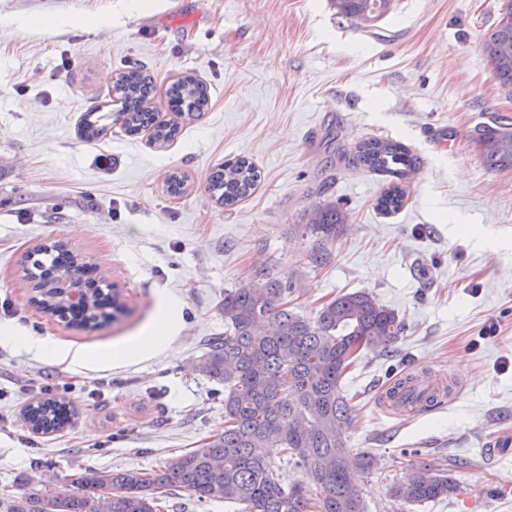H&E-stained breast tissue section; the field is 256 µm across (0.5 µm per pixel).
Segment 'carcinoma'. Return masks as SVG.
Wrapping results in <instances>:
<instances>
[{
  "mask_svg": "<svg viewBox=\"0 0 512 512\" xmlns=\"http://www.w3.org/2000/svg\"><path fill=\"white\" fill-rule=\"evenodd\" d=\"M334 5L337 15L354 22L366 13L380 22L391 12V0H334ZM506 45L512 46V0H505L497 24L482 44L497 84L511 96L512 63H499ZM153 90V79L142 67L120 72L111 94L121 109L85 113L83 138L97 139L117 124L127 136L149 132L160 147L173 142L180 126L157 121L146 107ZM168 99L172 111L188 120L199 117L209 104L207 86L193 76L174 82ZM476 143L488 169H512L511 125L478 134ZM349 160L393 176L394 182L379 198L380 211L389 214L403 208L408 194L402 181L420 164L406 145L371 138L359 143ZM259 180L256 165L240 157L212 169L208 190L217 202L231 207L250 196ZM346 223L343 211L325 203L295 225L293 236L314 239L307 254L312 267L330 260V246ZM40 254L42 258L24 265L23 272L35 281L41 309L66 316L77 328L110 323L124 314L119 295L99 291L91 268L77 263L65 244H46ZM61 266L74 268L77 283L83 285L77 308L48 278L49 271ZM276 268L275 263L258 268L245 286L224 292V335L212 338L198 360V371L224 386L223 433L157 470H90L76 480L51 481L41 490L5 495L0 497V512H43L44 500L51 502L50 512H101L106 489L108 512H157L159 498L177 489L201 503L241 504L243 512H365L353 473L374 469L375 461L347 447L351 419L340 382L360 349L389 350L405 324L395 310L365 290L341 294L323 303L313 316L299 313L288 307L292 280ZM76 415L74 401L57 395L44 396L24 410L26 424L35 434L59 431ZM273 448L283 449L285 462L302 473V479L288 488L281 485L279 465L268 454ZM456 491L451 478L428 464L412 466L406 481L389 488L391 497L409 505Z\"/></svg>",
  "mask_w": 512,
  "mask_h": 512,
  "instance_id": "obj_1",
  "label": "carcinoma"
}]
</instances>
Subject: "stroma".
<instances>
[{"label": "stroma", "instance_id": "stroma-1", "mask_svg": "<svg viewBox=\"0 0 512 512\" xmlns=\"http://www.w3.org/2000/svg\"><path fill=\"white\" fill-rule=\"evenodd\" d=\"M0 0V324L96 354L120 347L180 300L171 350L112 366H76L0 345V493L39 488L53 471L150 470L224 430V388L194 364L224 332L225 290L275 259L313 315L365 290L406 325L390 352L363 349L341 381L351 407L348 445L376 457L356 475L366 512H512V170L483 164L469 122L512 121L482 41L503 0H392L366 30L331 0ZM73 17L65 28L52 18ZM144 67L159 120H178L167 90L190 75L207 86L206 112L170 146L113 128L87 141L91 109L110 110L116 74ZM397 140L422 164L409 199L376 204L389 177L339 160L364 140ZM244 157L256 190L233 207L208 190L211 168ZM188 190L169 196L170 173ZM330 202L348 218L332 258L311 267V241L288 236ZM93 258L121 290L127 313L78 330L39 310L21 267L48 241ZM496 327L493 336L485 335ZM449 377L458 393L419 416L386 414L377 399L408 371ZM70 397L63 430H28L42 393ZM453 478L450 497L407 509L389 496L413 464Z\"/></svg>", "mask_w": 512, "mask_h": 512}]
</instances>
